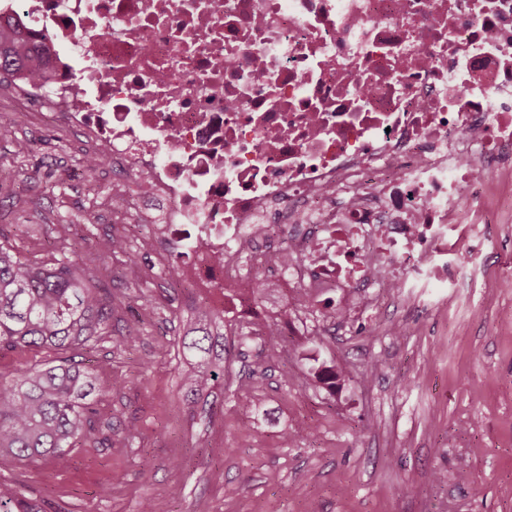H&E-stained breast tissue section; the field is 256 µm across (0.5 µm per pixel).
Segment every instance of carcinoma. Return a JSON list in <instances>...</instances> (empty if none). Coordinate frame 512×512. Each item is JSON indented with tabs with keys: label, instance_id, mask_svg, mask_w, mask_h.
<instances>
[{
	"label": "carcinoma",
	"instance_id": "cac0c4a2",
	"mask_svg": "<svg viewBox=\"0 0 512 512\" xmlns=\"http://www.w3.org/2000/svg\"><path fill=\"white\" fill-rule=\"evenodd\" d=\"M49 38L35 33L27 22L0 13V76L23 79L51 72L45 44ZM74 223L60 219L49 226L59 245L53 266L27 259L14 247L0 245V351L40 349L63 352L84 347L109 334L112 299L105 289L79 274L87 260L68 249ZM136 257L126 238L111 236L99 246L98 258L112 254ZM252 304L260 310L253 319L239 322L237 338L247 344L253 336L281 335L287 311L275 309L272 289L255 277ZM225 316L205 301L194 308L181 337L182 354L191 361L185 398L195 403L215 382L224 378ZM102 390L94 372L80 361L60 359L53 365H19L0 374V458L52 462L76 444L94 438L98 411L92 395ZM0 512H45L41 503L14 484L0 482Z\"/></svg>",
	"mask_w": 512,
	"mask_h": 512
}]
</instances>
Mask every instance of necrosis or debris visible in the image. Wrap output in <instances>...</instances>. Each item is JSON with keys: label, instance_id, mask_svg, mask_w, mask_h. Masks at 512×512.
<instances>
[{"label": "necrosis or debris", "instance_id": "necrosis-or-debris-1", "mask_svg": "<svg viewBox=\"0 0 512 512\" xmlns=\"http://www.w3.org/2000/svg\"><path fill=\"white\" fill-rule=\"evenodd\" d=\"M52 25V112L223 306L268 281L353 309L447 283L457 197L512 173V0H7Z\"/></svg>", "mask_w": 512, "mask_h": 512}]
</instances>
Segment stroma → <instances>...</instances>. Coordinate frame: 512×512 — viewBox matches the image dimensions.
<instances>
[{"label": "stroma", "instance_id": "obj_1", "mask_svg": "<svg viewBox=\"0 0 512 512\" xmlns=\"http://www.w3.org/2000/svg\"><path fill=\"white\" fill-rule=\"evenodd\" d=\"M14 92L0 81V176L15 192L0 196V244L53 262L42 228L67 212L87 218L79 255L126 237L137 271L110 256L94 278L114 300L113 328L137 342L70 350L98 372L105 430L54 464L2 461L0 480L63 512H138L145 498L154 512H512V181L486 187L477 232L449 228L447 287L393 293L349 324L303 309L253 379L225 336L230 377L201 407L183 397L176 346L198 294L167 282L172 253L107 205L111 166L76 173L79 133L47 123L42 97L15 112ZM316 360L335 367L337 390Z\"/></svg>", "mask_w": 512, "mask_h": 512}]
</instances>
